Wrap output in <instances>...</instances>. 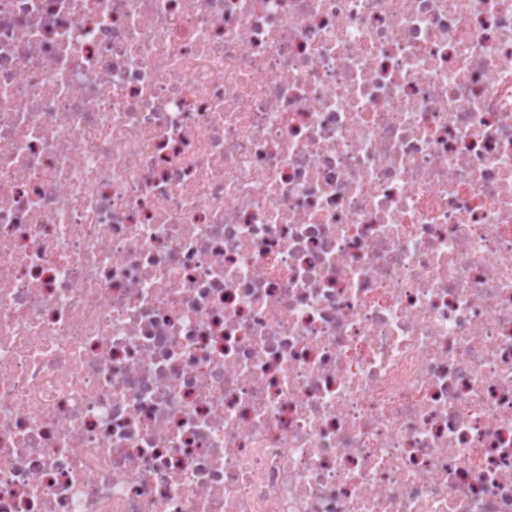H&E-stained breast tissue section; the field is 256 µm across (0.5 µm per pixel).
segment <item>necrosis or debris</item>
Returning <instances> with one entry per match:
<instances>
[{"label": "necrosis or debris", "instance_id": "necrosis-or-debris-1", "mask_svg": "<svg viewBox=\"0 0 512 512\" xmlns=\"http://www.w3.org/2000/svg\"><path fill=\"white\" fill-rule=\"evenodd\" d=\"M0 512H512V0H0Z\"/></svg>", "mask_w": 512, "mask_h": 512}]
</instances>
